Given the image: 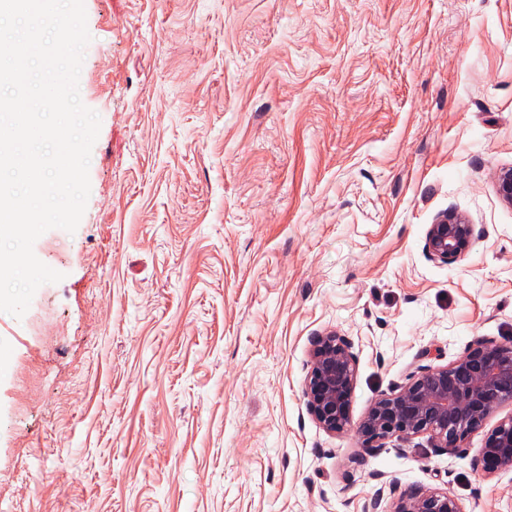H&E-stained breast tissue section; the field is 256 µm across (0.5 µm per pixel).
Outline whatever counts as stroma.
I'll return each instance as SVG.
<instances>
[{"mask_svg": "<svg viewBox=\"0 0 512 512\" xmlns=\"http://www.w3.org/2000/svg\"><path fill=\"white\" fill-rule=\"evenodd\" d=\"M100 117L61 272L0 312V499L22 512H365L417 487L512 512V472L355 430L422 364L512 345V0H84ZM470 251L430 260L446 213ZM349 337L351 428L304 396ZM474 229L465 218L455 213L443 215L431 224L426 235V251L430 258L451 264L466 254L473 241Z\"/></svg>", "mask_w": 512, "mask_h": 512, "instance_id": "stroma-1", "label": "stroma"}]
</instances>
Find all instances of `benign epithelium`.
<instances>
[{
	"label": "benign epithelium",
	"instance_id": "7a95c632",
	"mask_svg": "<svg viewBox=\"0 0 512 512\" xmlns=\"http://www.w3.org/2000/svg\"><path fill=\"white\" fill-rule=\"evenodd\" d=\"M497 182L501 198L512 204V169L500 172ZM473 234V225L465 218L445 214L430 225L426 251L434 260L454 263L469 251ZM356 381V356L348 337L331 333L311 339L304 396L323 429H348ZM505 402L512 403V345L481 339L450 364L419 366L405 386L375 399L356 433L367 451L392 439L420 435L428 436L434 448H458ZM479 464L488 475L512 471V417L486 434ZM393 512L465 510L446 490L415 488L399 496Z\"/></svg>",
	"mask_w": 512,
	"mask_h": 512
}]
</instances>
